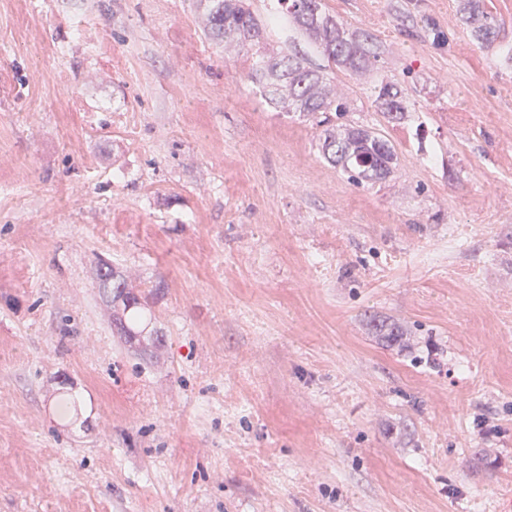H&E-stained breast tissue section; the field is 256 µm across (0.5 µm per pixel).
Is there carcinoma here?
Returning a JSON list of instances; mask_svg holds the SVG:
<instances>
[{"mask_svg":"<svg viewBox=\"0 0 512 512\" xmlns=\"http://www.w3.org/2000/svg\"><path fill=\"white\" fill-rule=\"evenodd\" d=\"M279 8L260 19L245 6V0H208L205 28L224 42V50L252 53L248 78L272 105L307 118L322 115L321 151L330 164L340 168L353 184L375 183L389 176L397 163L394 144L378 129L347 122L351 105L336 92L335 77L326 68L313 66L300 51H274L267 47L266 31L289 24L306 42L315 46L327 63L349 75L376 66V37L352 30L326 11L323 0H277ZM465 22L482 48H493L500 22L488 12L483 0H463ZM375 111L388 123H399L408 112L407 100L392 81L373 88ZM98 288L112 290V324L130 344L141 336V296L127 278L109 263Z\"/></svg>","mask_w":512,"mask_h":512,"instance_id":"1","label":"carcinoma"}]
</instances>
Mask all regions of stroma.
<instances>
[{"label":"stroma","mask_w":512,"mask_h":512,"mask_svg":"<svg viewBox=\"0 0 512 512\" xmlns=\"http://www.w3.org/2000/svg\"><path fill=\"white\" fill-rule=\"evenodd\" d=\"M323 2L378 41L336 75L397 148L365 187L200 0H0V512L512 504V62L460 0ZM372 97L375 112H380L388 124L400 123L408 112L406 98L392 81L382 80L373 88ZM102 267H107L106 273L102 276L105 280L99 279L97 282L98 288L101 290L110 287L112 290V324L117 328L120 336H125L129 344H133L138 337L141 336L142 331L139 330V325L142 321V302L141 296L130 287L127 278L116 271L107 262H102ZM115 271V272H114ZM112 277V281H108Z\"/></svg>","instance_id":"1"}]
</instances>
